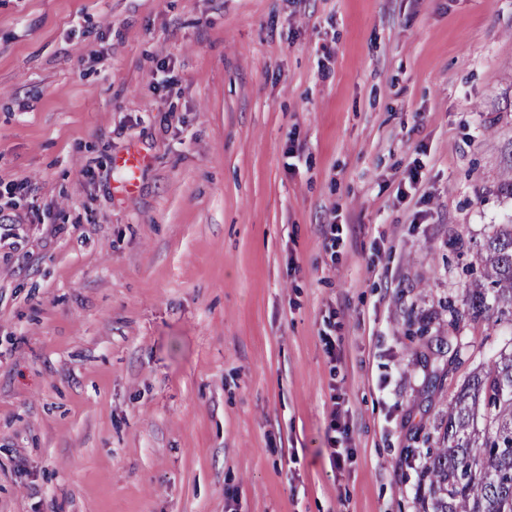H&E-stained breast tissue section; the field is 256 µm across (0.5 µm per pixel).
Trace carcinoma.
<instances>
[{
  "label": "carcinoma",
  "mask_w": 512,
  "mask_h": 512,
  "mask_svg": "<svg viewBox=\"0 0 512 512\" xmlns=\"http://www.w3.org/2000/svg\"><path fill=\"white\" fill-rule=\"evenodd\" d=\"M484 281L469 289L467 310H450L454 330L469 316L512 323V224H500L482 244ZM432 353L446 358L429 387L445 386L464 364L462 344L433 336ZM431 512H512V352L498 354L492 369L473 371L448 404L439 447L429 449L420 476Z\"/></svg>",
  "instance_id": "cac0c4a2"
}]
</instances>
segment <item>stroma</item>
Segmentation results:
<instances>
[{"mask_svg": "<svg viewBox=\"0 0 512 512\" xmlns=\"http://www.w3.org/2000/svg\"><path fill=\"white\" fill-rule=\"evenodd\" d=\"M511 180L512 0H0V512H423ZM148 162V157L140 152H129L120 156L118 165L126 173V180L122 186L125 193H132L137 188V175L140 169ZM455 340V345L452 340ZM432 353L438 357H445L452 353L449 359L443 364L442 368L433 371L429 377V387L432 391L441 390L445 386V380L450 373L461 367L465 360L462 359V344L458 341V336H432L429 340ZM329 433H334V436H329L327 439V448L330 451V457L335 467L340 468L346 461L350 460L349 453L346 451V448L341 451L340 448H336V432L340 434L347 435V427L346 424H342L340 421L339 413L334 410L331 414V420L328 427Z\"/></svg>", "mask_w": 512, "mask_h": 512, "instance_id": "obj_1", "label": "stroma"}]
</instances>
